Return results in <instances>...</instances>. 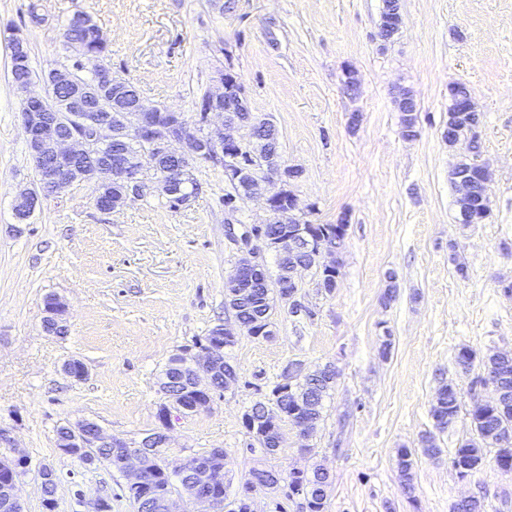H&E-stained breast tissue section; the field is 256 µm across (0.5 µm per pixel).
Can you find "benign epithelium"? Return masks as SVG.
Wrapping results in <instances>:
<instances>
[{"instance_id":"7a95c632","label":"benign epithelium","mask_w":512,"mask_h":512,"mask_svg":"<svg viewBox=\"0 0 512 512\" xmlns=\"http://www.w3.org/2000/svg\"><path fill=\"white\" fill-rule=\"evenodd\" d=\"M93 63L99 83L118 86L123 80L110 66L96 56L84 55ZM54 80L73 88V94L65 102V111L23 113L22 129L39 177L33 188H24L15 196L14 217L19 220L25 213H33L43 196L52 195L62 186L76 181L91 182L95 187L94 202L105 211L123 207L130 197L143 193L146 181L154 180L161 186L174 204L183 205L188 198L179 195L178 186L192 177L194 165L202 160L218 158L224 163L225 174L233 177L241 186L242 196L251 198L261 183L270 186L265 199L267 222L286 225L283 232L272 240L261 239L267 251L276 253L281 260L295 255L300 245L311 247L317 263L334 267L335 242L329 236H314L310 225L295 218L298 209L296 196L286 189L298 177L294 167L282 164L280 158L262 148L264 141L257 135L260 120L253 114L235 111L230 102H248L243 83L228 73L219 74L217 87L205 95L204 113L189 118L185 113L164 105L141 103L130 112L112 115L108 103L100 98L97 111L89 112L84 105L94 88L78 81L77 72L61 65L52 72ZM221 119L217 124L213 118ZM134 139L145 152L121 154L107 158L104 164L91 171L84 160L97 153L102 145ZM110 176L112 181L123 186L119 199L108 201L103 195L101 182ZM458 200L468 202L475 195L474 186H487L488 173L484 166L469 162L454 174ZM288 194L290 208L282 211L277 200ZM264 268L258 251L249 248L242 252L225 286L233 288L232 297L241 302L249 294L242 287L252 273ZM306 264L294 263L289 277L280 284L289 305L295 300L297 282L295 275ZM44 325L64 324L67 304L60 298L51 299L46 307ZM236 341V333L227 326H219L208 337L197 356L182 353L174 357L172 368L184 374L186 389L179 398H168L158 409L160 426L143 436L135 445L121 438L105 434L98 426L84 421L75 426L64 427L65 437L58 442L61 448H110L119 445L125 448L122 472L126 485L138 490L148 483L151 456H164L170 448L168 431L171 427L172 411L195 413L209 408L215 393L214 374L224 363V348ZM310 375L305 365L294 361L288 366V376L283 380L288 391L296 393L300 384ZM28 457L22 453L14 457L0 458V471L7 470L18 476L28 466ZM180 477L193 476V480L204 482L209 472L199 459L187 460L175 467ZM157 512H223L224 495H195L189 487L180 492L164 491L156 495Z\"/></svg>"}]
</instances>
